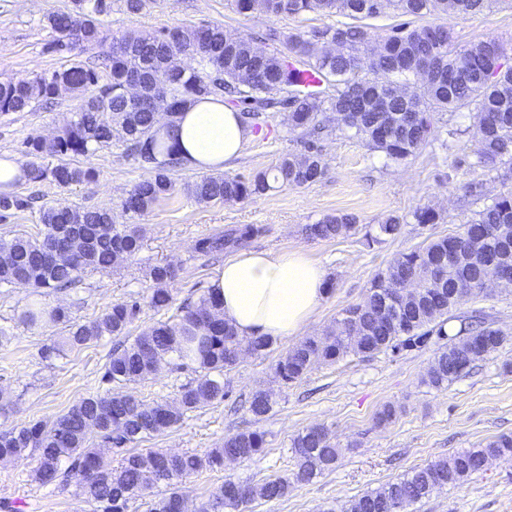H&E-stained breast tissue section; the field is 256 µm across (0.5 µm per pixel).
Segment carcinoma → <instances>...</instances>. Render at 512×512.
<instances>
[{
	"label": "carcinoma",
	"instance_id": "carcinoma-1",
	"mask_svg": "<svg viewBox=\"0 0 512 512\" xmlns=\"http://www.w3.org/2000/svg\"><path fill=\"white\" fill-rule=\"evenodd\" d=\"M387 1L397 15H470L496 0H232L235 10L265 18L308 13L340 15L347 21L316 30L308 38L270 28L266 39L282 41L305 69L320 79L321 88L301 85L299 69L287 57L257 51L246 37L220 24L167 29L158 33L128 32L113 41L104 57L108 79L99 84L98 71L82 60L28 79L0 80V114L22 112L34 103L48 104L63 86L79 98L73 117L61 134L47 141L28 139L25 153L36 158L59 157L53 166L28 165L31 180H50L61 188L96 180V170L62 160L88 155L114 141L122 142L149 176L138 182L121 203L122 213L143 216L172 196L178 163L156 129V109L174 120L194 99L229 97L242 106L245 123L257 129L271 109L288 112L290 131L305 139V151L283 156L270 174L249 177L203 175L185 187L200 203H224L265 195L273 184L304 187L322 179L326 164L319 137L340 133L357 138L393 163L426 148L448 149L441 139V112L475 106L478 139L473 165L487 173L512 171V67L504 65V43L491 38L452 49L445 24L393 27L385 34L370 31L367 19L386 13ZM146 0H73V9L44 16L52 40L49 49L70 53L103 45L108 34L104 17L118 8L141 11ZM197 58L189 67L184 57ZM138 79L155 106L135 108L127 90ZM37 236L0 238V287L62 290L86 269L106 270L133 260L142 247L138 224H118L107 209L48 206L40 211ZM406 218L390 214L378 235L392 237ZM356 226L349 214H328L306 224L309 239H333ZM264 232L242 224L196 241L202 255L241 248ZM512 271V189L500 192L474 213L455 235L429 240L422 247L397 254L370 283L365 300L344 309L336 327L308 336L283 355L274 367L284 384L301 380L317 363L333 364L349 354L372 355L420 348L435 337L442 342L423 379L442 389L470 366L497 350L506 340L499 328L474 315H452L472 295L486 289L487 265ZM180 268L172 263L149 271L148 305L157 312L172 304L171 284ZM224 301L213 291L181 308L174 318L147 326L129 345L112 351L103 380L126 388L146 380L157 365L174 358L194 364L200 376L184 385L173 403H147L131 394L107 392L84 397L52 420H35L0 429V461L37 455L34 479L42 485L58 480L74 484L75 495L95 512H127L130 499L147 498L146 512H179L186 499L183 480L224 465V460H251L264 451L263 434L238 432L204 454L168 455L160 449L136 452L128 445L171 429L184 416L229 396L224 371L248 350L265 353L267 336L245 339L223 316ZM141 312L140 301L112 304L85 323L71 321L67 308L31 304L20 320L29 327L49 319L67 328V335L42 350L44 358L90 347L107 336L126 334ZM456 321L453 332L448 324ZM266 391L253 394L249 412L257 420L274 407ZM123 453L118 464L105 460L103 449ZM291 478L268 477L260 483L227 477L201 504L200 512H245L256 500H279L291 484L309 483L335 466L340 448L323 426L311 427L291 440ZM512 456V435L502 434L448 458L413 468L382 486L341 505L340 512H409L436 489L456 485L481 472L488 460ZM69 461L61 470L63 461ZM163 490H158V487Z\"/></svg>",
	"mask_w": 512,
	"mask_h": 512
}]
</instances>
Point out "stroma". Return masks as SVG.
Here are the masks:
<instances>
[{
    "instance_id": "35a3bbf8",
    "label": "stroma",
    "mask_w": 512,
    "mask_h": 512,
    "mask_svg": "<svg viewBox=\"0 0 512 512\" xmlns=\"http://www.w3.org/2000/svg\"><path fill=\"white\" fill-rule=\"evenodd\" d=\"M71 7L72 0H0V75L20 79L63 68L74 58L101 59L99 47L69 54L46 51L51 35L43 25L44 15ZM337 22V17L313 13L273 20L244 16L229 0H148L136 15L112 11L106 27L109 36L118 37L130 30L158 32L219 23L251 39L253 46L272 51L275 43L260 38L266 28H277L289 36ZM445 22L458 47L492 37L507 40L512 38V0H499L478 14L449 16ZM76 103V98L66 93L53 105L0 116V155L29 163L25 141L57 135L71 119ZM449 125L463 130L453 150H425L397 166L387 165L381 153L370 151L361 140L333 136L319 144L326 173L312 185L281 186L256 199L210 204L197 202L181 190L141 217L143 247L121 268L86 271L69 290H48L37 298L23 288H0V401L6 406L0 413V427L50 420L81 398L105 393L108 386L102 376L112 350L131 343L159 318L152 308L143 307L128 335L111 336L65 357L46 360L41 356L42 347L65 335L66 330L54 323L36 328L22 324L20 315L28 304L37 300L47 306L63 305L73 322L82 323L114 302L147 298L150 268L175 263L181 270L172 285L174 301L168 313L176 315L179 307L198 301L224 263L223 256L196 253V241L237 225L263 227V234L251 243L254 249H299L323 265L327 292L313 323L303 330L307 336L323 334L343 309L365 299L374 276L397 253L457 233L473 217L480 204L467 196L468 186L483 184L490 194L512 187V177L494 182L472 166L477 139L472 109H461ZM303 150L304 141L290 131L285 113L273 112L263 130L250 135L226 173L269 171L283 155ZM74 162L95 168L97 182L70 188L47 180L17 186L16 195L27 198L30 206L10 210L7 219H0V237L36 234L40 229L38 212L45 205L110 209L117 213L118 223H127L120 204L146 171L127 154L125 145L115 142L88 156L75 157ZM426 207L441 213L440 223L422 226L412 221L413 211ZM331 213L355 216L356 231L325 240L303 236V225ZM391 213L405 216L406 224L398 235L375 240L378 224ZM460 310L465 314L482 311L487 323L505 332L506 340L448 388L436 390L423 382L439 347L435 339L419 350L350 355L333 364L321 363L302 380L282 387L274 380V366L296 344V337L291 336L275 340L264 354H242L224 373L231 391L228 399L188 413L178 426L145 440L144 445L171 453L201 454L237 432L263 433L262 455L228 462L221 469L206 470L184 481L187 496L197 506L226 477L257 483L289 475L293 468L291 438L314 426L326 427L342 450L335 466L312 483L292 487L282 499L250 504L246 512H337L347 500L411 468L512 434V372L503 368L504 363H512V287L475 296ZM195 376L193 368L165 364L129 391L148 402L170 403ZM259 390L273 391L276 404L266 418L257 421L244 403ZM387 405L395 407V417L377 422L378 412ZM34 467L30 457L0 463V512H94L93 505L75 496L73 486L36 482ZM412 512H512V457L490 460L484 471L436 490L414 505Z\"/></svg>"
}]
</instances>
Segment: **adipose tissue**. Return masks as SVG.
<instances>
[{
    "instance_id": "adipose-tissue-1",
    "label": "adipose tissue",
    "mask_w": 512,
    "mask_h": 512,
    "mask_svg": "<svg viewBox=\"0 0 512 512\" xmlns=\"http://www.w3.org/2000/svg\"><path fill=\"white\" fill-rule=\"evenodd\" d=\"M173 153L186 168L224 170L249 137L239 112L220 100L160 119ZM326 271L302 251L243 250L225 259L210 286L224 301L223 315L243 338H285L309 325L326 293Z\"/></svg>"
}]
</instances>
